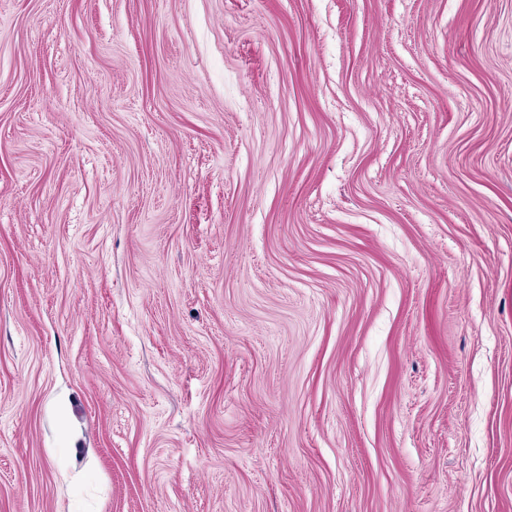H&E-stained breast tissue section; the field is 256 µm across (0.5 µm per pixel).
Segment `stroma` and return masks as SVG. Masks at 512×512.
I'll return each instance as SVG.
<instances>
[{"instance_id": "1", "label": "stroma", "mask_w": 512, "mask_h": 512, "mask_svg": "<svg viewBox=\"0 0 512 512\" xmlns=\"http://www.w3.org/2000/svg\"><path fill=\"white\" fill-rule=\"evenodd\" d=\"M0 512H512V0H0Z\"/></svg>"}]
</instances>
